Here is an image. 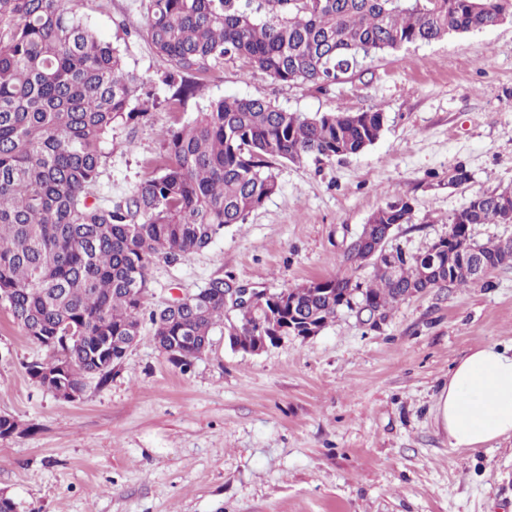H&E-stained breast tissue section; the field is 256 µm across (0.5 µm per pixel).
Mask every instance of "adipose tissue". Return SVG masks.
<instances>
[{
  "mask_svg": "<svg viewBox=\"0 0 512 512\" xmlns=\"http://www.w3.org/2000/svg\"><path fill=\"white\" fill-rule=\"evenodd\" d=\"M436 409L452 447L512 436V345H483L461 357L438 391Z\"/></svg>",
  "mask_w": 512,
  "mask_h": 512,
  "instance_id": "1",
  "label": "adipose tissue"
}]
</instances>
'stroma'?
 Instances as JSON below:
<instances>
[{"instance_id": "stroma-1", "label": "stroma", "mask_w": 512, "mask_h": 512, "mask_svg": "<svg viewBox=\"0 0 512 512\" xmlns=\"http://www.w3.org/2000/svg\"><path fill=\"white\" fill-rule=\"evenodd\" d=\"M82 12L126 67L166 62L140 0H84ZM263 98L308 115L382 108L380 138L334 161L286 162L279 191L207 249L150 271L147 308L215 277L271 292L335 275L394 190L414 206L392 245L422 252L477 192L512 188V23L377 55L330 86L293 85L227 63L202 97L112 130L101 200L129 193L159 154L157 133L212 97ZM471 175L448 185V169ZM512 342V264L462 288L396 305L380 328L343 311L318 335L251 356L214 334L188 371L147 339L103 385L58 399L33 381L47 353L0 308V490L17 512H512V437L453 448L438 391L473 347Z\"/></svg>"}]
</instances>
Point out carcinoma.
<instances>
[{"label": "carcinoma", "instance_id": "carcinoma-1", "mask_svg": "<svg viewBox=\"0 0 512 512\" xmlns=\"http://www.w3.org/2000/svg\"><path fill=\"white\" fill-rule=\"evenodd\" d=\"M147 35L167 67L160 87L182 108L224 63L281 82L330 85L377 54L495 27L512 0H141ZM82 0H0V305L28 339L46 338L49 359L27 367L52 392L104 384L142 336L149 270L208 248L247 223L279 191L284 162L333 161L379 139L380 109L290 112L261 98L220 97L159 132L155 166L109 204L96 196L112 129L152 111L157 93L125 66L121 51L85 21ZM392 194L370 224H409L412 202ZM512 199L478 192L448 230L454 266L422 283L426 252L351 247L347 268L287 288L265 309L224 305L216 277L177 310L149 312L151 341L183 372L208 351L215 330L244 349L288 336V322L325 328L344 310L375 328L400 302L429 289L464 287L457 248L473 225L504 224ZM488 270L512 254V238L482 244ZM371 268L363 283L350 273Z\"/></svg>", "mask_w": 512, "mask_h": 512}]
</instances>
